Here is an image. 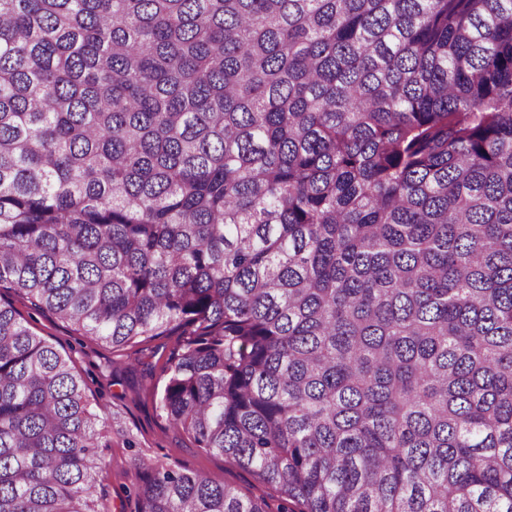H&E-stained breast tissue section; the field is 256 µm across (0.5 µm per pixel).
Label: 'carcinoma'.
Instances as JSON below:
<instances>
[{
    "label": "carcinoma",
    "instance_id": "1",
    "mask_svg": "<svg viewBox=\"0 0 512 512\" xmlns=\"http://www.w3.org/2000/svg\"><path fill=\"white\" fill-rule=\"evenodd\" d=\"M0 288L279 505L512 512V0H0ZM84 380L0 299V512H103Z\"/></svg>",
    "mask_w": 512,
    "mask_h": 512
}]
</instances>
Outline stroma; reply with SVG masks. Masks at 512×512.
I'll list each match as a JSON object with an SVG mask.
<instances>
[{"instance_id": "35a3bbf8", "label": "stroma", "mask_w": 512, "mask_h": 512, "mask_svg": "<svg viewBox=\"0 0 512 512\" xmlns=\"http://www.w3.org/2000/svg\"><path fill=\"white\" fill-rule=\"evenodd\" d=\"M5 297L34 332L71 357L86 382V395L92 411L100 416L105 442L100 451L104 463L95 474V486L98 504L106 512H135L142 462L166 458L183 470L209 473L277 505L275 489L256 483L251 474L231 465L223 455L197 448L188 434L157 412L155 391L162 378L149 374L145 366L163 363L176 337H158L139 353L115 351L76 333L55 316L32 309L14 292H6Z\"/></svg>"}]
</instances>
